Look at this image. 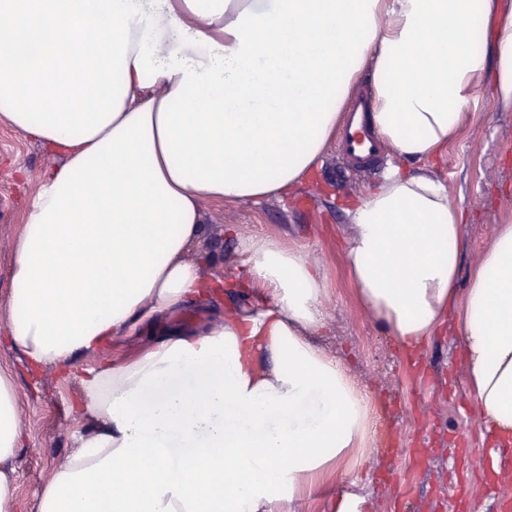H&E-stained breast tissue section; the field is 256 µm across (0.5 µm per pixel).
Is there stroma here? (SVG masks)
I'll list each match as a JSON object with an SVG mask.
<instances>
[{
	"instance_id": "1",
	"label": "stroma",
	"mask_w": 512,
	"mask_h": 512,
	"mask_svg": "<svg viewBox=\"0 0 512 512\" xmlns=\"http://www.w3.org/2000/svg\"><path fill=\"white\" fill-rule=\"evenodd\" d=\"M484 111L429 167L465 212L459 288L485 256L497 224L512 218V110L483 87ZM57 156L37 141L0 125V239L13 236L23 222L34 187L19 171L37 175L57 164ZM381 171L358 177L328 149L315 172L287 194L258 202L208 207L205 232L189 253L209 257L236 280L245 271L241 239L266 236L296 248L320 268L328 290L332 320L313 342L336 355L374 401L375 428H388L399 441L391 454L371 438L368 460L353 459L327 479V496L302 501L297 512H329L333 494L348 490L366 496L369 512H452V492L463 485V512H492L485 472L465 473L457 459V435L471 447L486 448L490 437L465 383L458 314L449 310L444 327L422 347L418 364H409L398 344L364 315L341 263L350 233V202L367 196ZM138 343L108 347L80 359L77 370L48 365L32 368L14 345L0 312V367L8 369L22 397L23 437L14 460L15 512H38V496L54 467L76 447L85 420L78 406V369L134 355Z\"/></svg>"
}]
</instances>
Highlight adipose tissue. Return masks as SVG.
<instances>
[{"mask_svg":"<svg viewBox=\"0 0 512 512\" xmlns=\"http://www.w3.org/2000/svg\"><path fill=\"white\" fill-rule=\"evenodd\" d=\"M394 151L351 204L341 260L361 309L419 353L456 308L469 393L512 448V221L458 286L462 210L422 168L484 109H512L501 0H0V122L62 164L37 179L12 257L7 330L33 367L87 369L78 448L38 512H291L365 454L367 392L310 339L331 319L318 268L243 241L258 303L194 329L222 271L189 259L216 202L286 194L317 167L362 75ZM189 375V385L171 381ZM21 396L0 371V512H15Z\"/></svg>","mask_w":512,"mask_h":512,"instance_id":"obj_1","label":"adipose tissue"}]
</instances>
